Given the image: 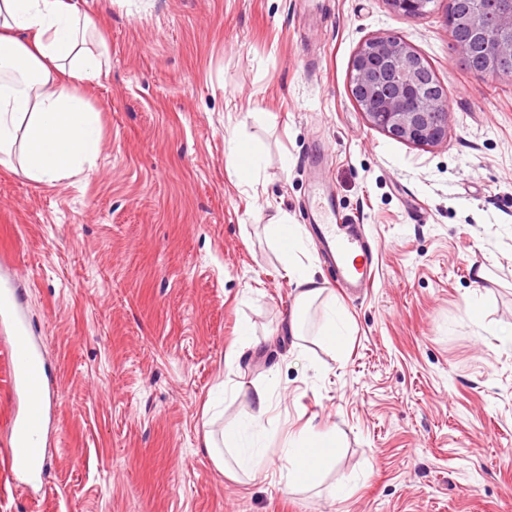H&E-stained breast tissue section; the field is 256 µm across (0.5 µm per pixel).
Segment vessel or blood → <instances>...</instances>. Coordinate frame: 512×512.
<instances>
[{"label":"vessel or blood","instance_id":"vessel-or-blood-1","mask_svg":"<svg viewBox=\"0 0 512 512\" xmlns=\"http://www.w3.org/2000/svg\"><path fill=\"white\" fill-rule=\"evenodd\" d=\"M307 210L314 233L336 272V286L354 296L373 280L374 253L358 224L344 223L334 195L317 186ZM13 260L0 259V322L11 330L6 350L7 383L23 400L10 419V440L0 454V478L24 489L38 484L47 465L45 447L54 411V383L39 341L32 335L23 308V291L11 273Z\"/></svg>","mask_w":512,"mask_h":512}]
</instances>
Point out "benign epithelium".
Masks as SVG:
<instances>
[{"instance_id":"1","label":"benign epithelium","mask_w":512,"mask_h":512,"mask_svg":"<svg viewBox=\"0 0 512 512\" xmlns=\"http://www.w3.org/2000/svg\"><path fill=\"white\" fill-rule=\"evenodd\" d=\"M395 15L429 12L434 0H386ZM489 26L492 42L478 52L475 41L453 39L458 58L472 71L512 76V0H458L450 35ZM349 91L368 123L395 140L427 147L448 139V105L437 94L433 72L398 36L370 39L351 60Z\"/></svg>"}]
</instances>
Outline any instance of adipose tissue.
Here are the masks:
<instances>
[{
    "mask_svg": "<svg viewBox=\"0 0 512 512\" xmlns=\"http://www.w3.org/2000/svg\"><path fill=\"white\" fill-rule=\"evenodd\" d=\"M96 34L94 18L79 14L70 0H0V157L19 155L24 174L32 180L51 183L80 174L100 152L98 115L81 92L82 85L98 80L109 68L107 45L95 53L84 48ZM265 229L287 255L285 270L297 288L288 315L290 336H302L304 314L321 302L322 342L333 349L344 346L350 330L342 308L314 273L289 260L304 247L300 231H289L281 215ZM204 448L224 476L261 471L264 453L249 446L243 430H227L218 437L206 432ZM335 458L330 434L290 435L282 451L281 478L290 487L317 484Z\"/></svg>",
    "mask_w": 512,
    "mask_h": 512,
    "instance_id": "1",
    "label": "adipose tissue"
}]
</instances>
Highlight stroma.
<instances>
[{
	"mask_svg": "<svg viewBox=\"0 0 512 512\" xmlns=\"http://www.w3.org/2000/svg\"><path fill=\"white\" fill-rule=\"evenodd\" d=\"M73 2L109 48L85 88L99 156L51 184L0 164V256L57 399L43 493L0 486V512H512V77L462 66L448 0L411 17L385 0ZM385 34L447 88V141L393 139L352 99L353 55ZM233 137L261 156L258 188L229 165ZM324 144L377 250L372 286L337 292L341 351L318 308L286 336L295 289L264 229L285 214L335 289L303 208ZM257 385L264 474L230 479L203 435L241 423ZM310 427L336 463L285 488L281 450ZM271 409V397L264 386H254L251 396L250 422L258 424L267 417Z\"/></svg>",
	"mask_w": 512,
	"mask_h": 512,
	"instance_id": "obj_1",
	"label": "stroma"
}]
</instances>
